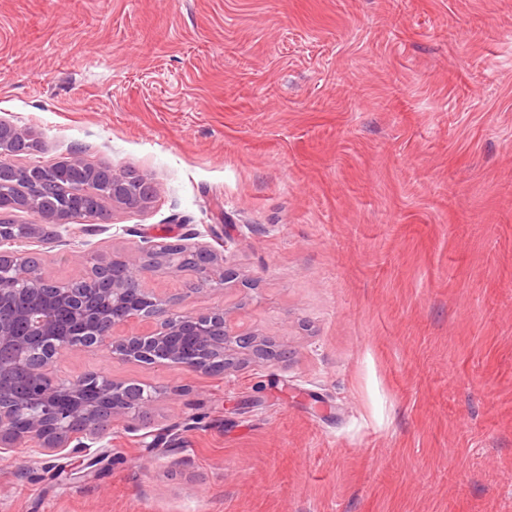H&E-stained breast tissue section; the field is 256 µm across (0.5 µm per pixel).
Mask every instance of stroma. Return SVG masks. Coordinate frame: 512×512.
Returning <instances> with one entry per match:
<instances>
[{
    "instance_id": "1",
    "label": "stroma",
    "mask_w": 512,
    "mask_h": 512,
    "mask_svg": "<svg viewBox=\"0 0 512 512\" xmlns=\"http://www.w3.org/2000/svg\"><path fill=\"white\" fill-rule=\"evenodd\" d=\"M0 119L153 183L92 251L221 236L234 289L148 285L277 350L67 352L165 395L94 468L0 456V512H512V0H0Z\"/></svg>"
}]
</instances>
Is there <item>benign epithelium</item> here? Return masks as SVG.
<instances>
[{"label":"benign epithelium","mask_w":512,"mask_h":512,"mask_svg":"<svg viewBox=\"0 0 512 512\" xmlns=\"http://www.w3.org/2000/svg\"><path fill=\"white\" fill-rule=\"evenodd\" d=\"M39 138L0 120V144L23 142L37 147ZM13 152L0 150V186L10 184L16 164ZM104 199L128 209L146 207L153 187L144 177L134 181L124 172L108 176ZM71 211V196L53 214L38 213L46 224H64ZM142 235L139 257L90 258V269L81 278L56 282L34 266L31 249L3 250L5 244L34 240L32 229L22 237L0 226V377L21 374L26 388L20 394L0 385V453L23 446L34 453L57 452L70 446L87 452L106 439L105 422L119 417L135 419L156 401L159 391L142 389L134 398L129 384L96 373L63 376L57 362L72 349L106 351L112 358L186 371H209L219 361L224 368L235 364L244 349L257 360H267L273 350L254 343L253 332L232 324L225 308L206 313L180 312L166 298L146 287V278L159 271L186 273L196 285L226 286L236 272L224 265V242L189 243ZM199 252L207 262L187 263L180 249ZM124 269L120 278L109 279L110 263ZM150 319L155 329L146 334H121V327Z\"/></svg>","instance_id":"obj_1"}]
</instances>
